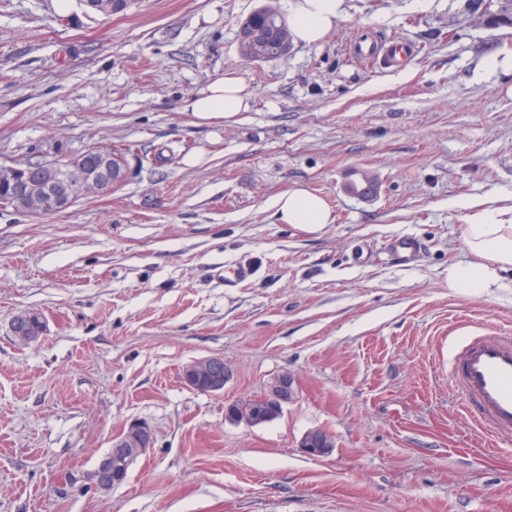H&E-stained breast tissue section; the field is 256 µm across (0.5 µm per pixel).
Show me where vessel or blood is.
<instances>
[{
	"label": "vessel or blood",
	"instance_id": "b4317fda",
	"mask_svg": "<svg viewBox=\"0 0 512 512\" xmlns=\"http://www.w3.org/2000/svg\"><path fill=\"white\" fill-rule=\"evenodd\" d=\"M451 384L496 440H512V334L464 337L452 359Z\"/></svg>",
	"mask_w": 512,
	"mask_h": 512
}]
</instances>
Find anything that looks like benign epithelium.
Segmentation results:
<instances>
[{
    "instance_id": "7a95c632",
    "label": "benign epithelium",
    "mask_w": 512,
    "mask_h": 512,
    "mask_svg": "<svg viewBox=\"0 0 512 512\" xmlns=\"http://www.w3.org/2000/svg\"><path fill=\"white\" fill-rule=\"evenodd\" d=\"M128 177L124 159L105 149L91 150L77 159L55 160L38 163H0V189L7 191L8 202L25 204L23 212L37 215L39 204L52 197L56 208H69L76 194L99 195L114 191ZM12 335L21 343H33L44 333L42 318L34 313L17 316L10 325ZM227 373L224 360L217 357L196 360L182 369L183 383L204 393L224 389ZM295 397L294 380L282 374L275 378L266 391L255 397L256 411L267 420L278 417L285 405ZM154 446V433L145 424H131L113 440L111 452L103 456L93 474L94 485L102 492L113 490L124 483V477L112 468V461L122 460L125 466ZM301 448L312 457H322L330 451L327 435L310 430L301 440Z\"/></svg>"
}]
</instances>
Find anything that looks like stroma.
<instances>
[{
	"label": "stroma",
	"mask_w": 512,
	"mask_h": 512,
	"mask_svg": "<svg viewBox=\"0 0 512 512\" xmlns=\"http://www.w3.org/2000/svg\"><path fill=\"white\" fill-rule=\"evenodd\" d=\"M268 1L287 13L0 0V160L133 147L111 195L0 208V512H512V443L476 429L448 375L449 337L512 332L506 296L448 287L469 258L464 200L512 196V26L477 21L474 0H343L325 40L251 63L239 26ZM360 34L418 52L357 63ZM228 73L249 111L197 124L183 101ZM366 173L377 193L351 194ZM297 185L334 223L276 222L272 200ZM401 236L420 243L406 262ZM25 311L45 324L28 345L10 332ZM212 356L223 391L185 386L183 367ZM284 373L298 393L278 418L226 419ZM136 422L153 448L97 490L99 458ZM313 429L328 455L301 448Z\"/></svg>",
	"instance_id": "1"
}]
</instances>
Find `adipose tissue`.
I'll list each match as a JSON object with an SVG mask.
<instances>
[{"label": "adipose tissue", "mask_w": 512, "mask_h": 512, "mask_svg": "<svg viewBox=\"0 0 512 512\" xmlns=\"http://www.w3.org/2000/svg\"><path fill=\"white\" fill-rule=\"evenodd\" d=\"M343 0H288V27L293 40L303 45L322 42L341 17ZM252 93L238 77L227 75L211 82L187 99L183 109L200 124L233 119L248 111ZM277 223L290 224L309 233L333 223L325 200L298 186L272 202ZM461 235L471 254L466 262L448 266V286L456 293L481 297L490 289L512 294V218L499 208H481L469 214Z\"/></svg>", "instance_id": "1"}]
</instances>
